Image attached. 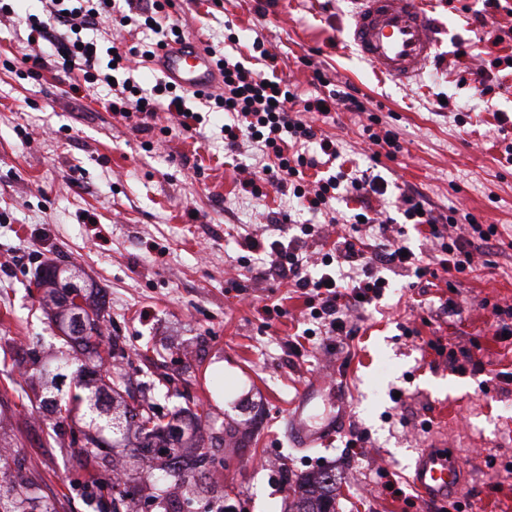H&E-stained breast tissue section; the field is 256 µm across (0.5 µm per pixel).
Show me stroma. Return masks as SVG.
<instances>
[{
  "label": "stroma",
  "mask_w": 512,
  "mask_h": 512,
  "mask_svg": "<svg viewBox=\"0 0 512 512\" xmlns=\"http://www.w3.org/2000/svg\"><path fill=\"white\" fill-rule=\"evenodd\" d=\"M436 22L437 55L423 74L399 86L362 62L346 39L354 0H277L266 15L256 0H175L172 15L186 42L231 49L249 58L255 37L278 55V73L300 96L313 93L312 59L336 85L352 84L400 134L402 152L370 166L365 115L335 112L318 122L336 140L346 169L373 170L387 191L372 204L402 222V192L424 193L435 210L473 214L498 227L497 247L463 273L441 274L435 286H414L412 271L384 269L390 286L353 313L349 336L299 337L308 328L305 298L287 282L255 278L241 267L240 243L257 234L288 242L301 224H321L292 196L264 186L254 197L224 159V115L207 112L193 137L164 136L177 116L159 112L157 130L106 108V90L73 94L69 80L47 68L22 77L29 53L27 17L42 0H18L0 17V445L43 478L39 494L57 512H112L84 489L70 452L94 435L84 418L47 436L53 415L31 399L76 392L59 374L63 349L50 312L33 286L43 264L75 271L77 285L101 288L109 318L105 339L125 350L119 367L135 399L167 416L193 408L199 444L232 426L240 442L213 448L204 480L209 494L184 501L183 512H283L309 475L336 478V512H438L415 502L408 477L424 448L455 450L466 473L463 492L482 512H512V339L495 340L493 305L512 306V169L498 161V115L512 130V72L491 67L512 56V39L481 40L474 20L482 0H425ZM239 41L227 47V32ZM473 45L454 54L456 42ZM489 84L483 95L478 85ZM451 100L471 117L462 127L439 107ZM290 213L272 224L275 210ZM242 285L230 291L229 281ZM279 303L284 318L264 325L262 305ZM411 328L415 337L403 335ZM479 342L482 371L450 369L427 346ZM312 380L325 386L320 411L344 413L337 432L313 448L288 433L286 412ZM346 409H339V400ZM358 448L346 447L349 438ZM404 494L392 496L388 482Z\"/></svg>",
  "instance_id": "obj_1"
}]
</instances>
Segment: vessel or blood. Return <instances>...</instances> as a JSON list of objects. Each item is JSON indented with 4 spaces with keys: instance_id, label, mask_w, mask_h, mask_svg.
<instances>
[{
    "instance_id": "1",
    "label": "vessel or blood",
    "mask_w": 512,
    "mask_h": 512,
    "mask_svg": "<svg viewBox=\"0 0 512 512\" xmlns=\"http://www.w3.org/2000/svg\"><path fill=\"white\" fill-rule=\"evenodd\" d=\"M358 9L347 32L350 44L375 71L406 84L420 76L435 52L433 26L420 0H355ZM172 83L189 91L206 90L221 78L202 46L176 45L152 62ZM324 386H302L287 413L290 433L304 448L323 443L329 426L314 428L307 417L311 404L322 396ZM422 501L430 503L453 497L465 482V473L446 448H429L417 457L410 476Z\"/></svg>"
}]
</instances>
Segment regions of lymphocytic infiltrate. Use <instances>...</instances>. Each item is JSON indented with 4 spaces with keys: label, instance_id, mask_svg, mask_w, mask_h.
Returning <instances> with one entry per match:
<instances>
[{
    "label": "lymphocytic infiltrate",
    "instance_id": "obj_1",
    "mask_svg": "<svg viewBox=\"0 0 512 512\" xmlns=\"http://www.w3.org/2000/svg\"><path fill=\"white\" fill-rule=\"evenodd\" d=\"M173 0H151L150 7L138 15L120 13L117 0H86L85 5L68 7L67 0H46V18L29 16L30 35L46 41L48 54H29L24 58L26 75L40 77L48 63H55L61 72L73 75L71 91L108 83L111 74L123 77L122 93L108 103L113 114L128 119L138 118L143 129H151L158 110L179 112L183 131H192L200 122L198 112L186 105L183 91L166 80L157 81L151 89H143L131 76L137 61L152 60L168 45L182 43L177 23L170 16ZM117 16L119 26L129 22L157 33L151 43H136L115 48L108 61H101L96 41L85 38V31L95 27L98 18ZM253 52L266 62L268 70L261 73L247 67L243 59L230 53L214 56L213 63L223 78L224 91L204 94L208 109L225 112L230 118L224 126V146L228 152L239 153L247 142H261L272 156L271 164L260 174L241 179L243 192L261 195L263 185L280 192L292 193L308 211L318 214L330 209L333 202L351 197L358 204L351 215L333 216L338 225L337 240L321 258L303 253L304 236L310 235L311 225L301 227L302 235L289 243L246 235L242 247L251 254L265 255L270 272L292 283L306 297L311 316L329 336H348L349 311L379 299L389 283L380 267L411 268L417 279L437 277L439 272H463L471 267L474 255L482 245L497 235L496 225H482L473 215H466L465 232H458L460 220L455 215L435 213L422 193L402 196V215L409 224H423L437 251L434 263H421L416 254L406 253L405 247L388 236L389 224L380 210L371 204V197L383 194L379 177L358 175L344 168L317 178L314 186L305 183V172L317 168L320 157L335 160L341 152L335 140L319 135L306 119L307 113L327 107L366 114L363 127L370 147L384 149L388 158H395L402 146L396 131L383 125L381 118L369 111V99L356 87L345 90L327 89L326 74L313 68L311 84L314 93L301 98L292 91L288 81L276 72L278 57L266 48L263 40L252 43ZM379 231L386 239L376 249H369L364 235Z\"/></svg>",
    "mask_w": 512,
    "mask_h": 512
}]
</instances>
